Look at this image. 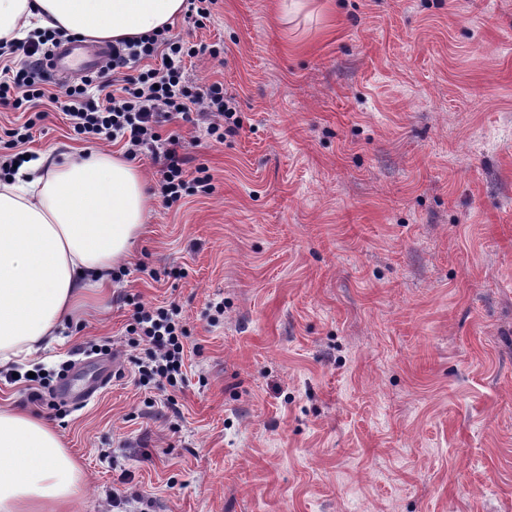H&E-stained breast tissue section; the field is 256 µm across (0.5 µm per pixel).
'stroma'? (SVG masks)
Here are the masks:
<instances>
[{"mask_svg":"<svg viewBox=\"0 0 512 512\" xmlns=\"http://www.w3.org/2000/svg\"><path fill=\"white\" fill-rule=\"evenodd\" d=\"M215 0L197 84L239 135L168 124L212 190L165 206L89 293L37 412L77 455L80 512H512V0ZM49 108L28 152H74ZM175 304L189 384L138 386L132 306ZM112 341L120 372L95 388Z\"/></svg>","mask_w":512,"mask_h":512,"instance_id":"obj_1","label":"stroma"}]
</instances>
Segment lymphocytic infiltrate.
I'll return each mask as SVG.
<instances>
[{
    "label": "lymphocytic infiltrate",
    "mask_w": 512,
    "mask_h": 512,
    "mask_svg": "<svg viewBox=\"0 0 512 512\" xmlns=\"http://www.w3.org/2000/svg\"><path fill=\"white\" fill-rule=\"evenodd\" d=\"M60 41L59 34L46 32L35 39L0 42V57L19 59L17 66L0 67V107L28 115L21 126L7 130L10 146L31 140L36 123L46 117L42 107L49 103L66 116L75 135L86 141L123 140L132 158L150 151L162 163L159 188L165 204L180 201L193 189L208 192V177L189 178L186 158L178 151L179 137L164 139L157 132L164 122L191 121L196 107L204 104L216 116L207 128L216 143L237 134L240 121L223 84L195 87L185 75L186 59L206 54L207 45L163 32L121 40L98 70L54 94L46 87L44 66L52 46ZM127 333L130 347L141 351L133 359L139 384L183 389L187 382L185 330L178 306L136 303Z\"/></svg>",
    "instance_id": "f902f5d3"
}]
</instances>
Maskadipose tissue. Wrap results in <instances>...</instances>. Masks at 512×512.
<instances>
[{
    "instance_id": "ef3b65f1",
    "label": "adipose tissue",
    "mask_w": 512,
    "mask_h": 512,
    "mask_svg": "<svg viewBox=\"0 0 512 512\" xmlns=\"http://www.w3.org/2000/svg\"><path fill=\"white\" fill-rule=\"evenodd\" d=\"M185 0H0V40L51 29L97 42L170 28ZM141 171L105 150L34 152L0 181V367L61 340L89 286L106 287L148 211ZM82 467L54 426L0 407V512H75Z\"/></svg>"
}]
</instances>
